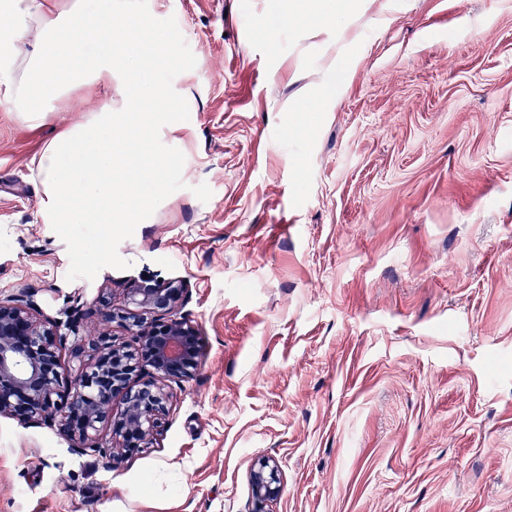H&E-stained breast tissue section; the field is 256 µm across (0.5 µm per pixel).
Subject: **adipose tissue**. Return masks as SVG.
<instances>
[{"mask_svg":"<svg viewBox=\"0 0 512 512\" xmlns=\"http://www.w3.org/2000/svg\"><path fill=\"white\" fill-rule=\"evenodd\" d=\"M0 17V102L24 123L41 126L50 112L67 108L74 91L123 80L121 110L104 103L34 156L45 223L82 224L91 217L100 224L133 223L160 190L159 173L180 163L166 151L145 150L129 134L163 119L157 103L164 90L149 75L172 66L173 54L148 17L134 13L117 23L93 0H0ZM28 37L34 47L25 51L20 44ZM118 127L126 137L114 138ZM119 187L125 190L120 208Z\"/></svg>","mask_w":512,"mask_h":512,"instance_id":"adipose-tissue-1","label":"adipose tissue"}]
</instances>
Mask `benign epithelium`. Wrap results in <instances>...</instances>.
<instances>
[{
  "mask_svg": "<svg viewBox=\"0 0 512 512\" xmlns=\"http://www.w3.org/2000/svg\"><path fill=\"white\" fill-rule=\"evenodd\" d=\"M185 304L180 280H135L119 306L104 300L93 311L73 308L74 321L95 316L130 341L103 332L70 342L32 293L1 299L0 416L25 424L55 420L76 451L98 453L108 468L153 447L170 410L171 384L192 379L205 355L203 336L180 314ZM104 430L112 439L107 448L98 444ZM250 484L249 512H273L283 493L277 459L258 460Z\"/></svg>",
  "mask_w": 512,
  "mask_h": 512,
  "instance_id": "benign-epithelium-1",
  "label": "benign epithelium"
}]
</instances>
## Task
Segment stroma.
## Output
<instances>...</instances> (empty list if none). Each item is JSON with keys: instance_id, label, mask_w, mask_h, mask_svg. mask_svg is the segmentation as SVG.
<instances>
[{"instance_id": "obj_1", "label": "stroma", "mask_w": 512, "mask_h": 512, "mask_svg": "<svg viewBox=\"0 0 512 512\" xmlns=\"http://www.w3.org/2000/svg\"><path fill=\"white\" fill-rule=\"evenodd\" d=\"M133 11L175 53L138 135L184 164L139 223L48 224L31 160L103 97L0 106V298L63 320L181 279L206 354L112 469L0 416V512H247L264 456L274 512H512V0ZM251 508L248 512H273V505L283 493L278 461L267 456L258 460L250 473Z\"/></svg>"}]
</instances>
